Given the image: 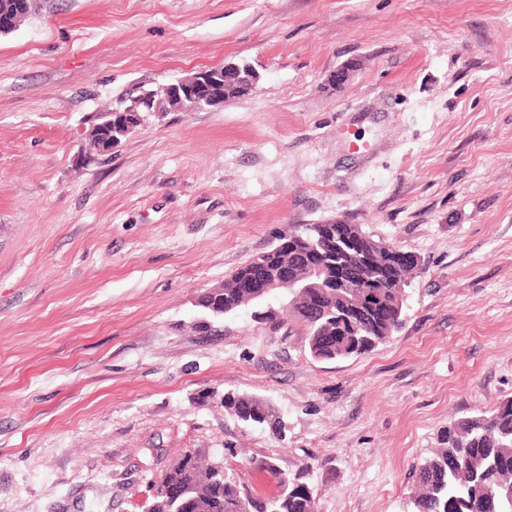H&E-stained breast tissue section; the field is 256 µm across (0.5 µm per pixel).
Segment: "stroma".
I'll return each instance as SVG.
<instances>
[{"instance_id": "stroma-1", "label": "stroma", "mask_w": 512, "mask_h": 512, "mask_svg": "<svg viewBox=\"0 0 512 512\" xmlns=\"http://www.w3.org/2000/svg\"><path fill=\"white\" fill-rule=\"evenodd\" d=\"M224 63L257 87L90 153L125 94ZM330 219L418 258L385 344L323 362L291 318L201 325ZM507 399L512 0H44L0 35V512H149L186 450L258 501L306 469L317 512H404L450 420ZM234 392H225L224 394V407L227 410H234L238 415V419L247 426H261L266 427L277 438H285V426L283 419L280 415L267 403L256 397H251L255 408L253 411L248 412L247 415H241L240 411L247 409L245 404L241 401L240 396Z\"/></svg>"}]
</instances>
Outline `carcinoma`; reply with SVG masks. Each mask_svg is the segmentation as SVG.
<instances>
[{
    "instance_id": "obj_1",
    "label": "carcinoma",
    "mask_w": 512,
    "mask_h": 512,
    "mask_svg": "<svg viewBox=\"0 0 512 512\" xmlns=\"http://www.w3.org/2000/svg\"><path fill=\"white\" fill-rule=\"evenodd\" d=\"M41 0H0V14H8L22 23L38 13ZM298 237L280 236L276 245L262 253L273 263L290 268L298 283L288 292V308L303 326L309 355L329 361L364 355L384 344L402 324L406 301L400 290L384 284L388 264L396 256L386 253L379 242L356 228L355 247L340 248L316 233L314 225L293 229ZM364 249L363 267L358 274L372 286L384 291L398 306L386 310L377 320L368 314L353 317L349 312L357 281L347 279L336 284V263L347 260L354 249ZM247 261L224 281L221 293L200 296L204 306L214 301L224 303V314L253 307L254 317L275 318L263 310L266 300L249 298L235 288L238 277L249 272ZM320 282L333 292V307L327 308L306 288ZM255 408L240 414L245 404L240 394L224 393V408L239 414L247 426L266 427L276 437H285L280 415L261 399L253 398ZM469 458L464 468L454 464L457 458ZM415 490L406 503V512H512V399L490 410H478L460 417L442 430L439 446L430 456L413 467ZM165 481L181 483L186 491L180 503L169 501L161 491L153 495L151 512H315V498L309 471L280 478L282 491L277 496L256 502L250 498L237 477L222 463H206L194 451L184 454L161 476Z\"/></svg>"
}]
</instances>
